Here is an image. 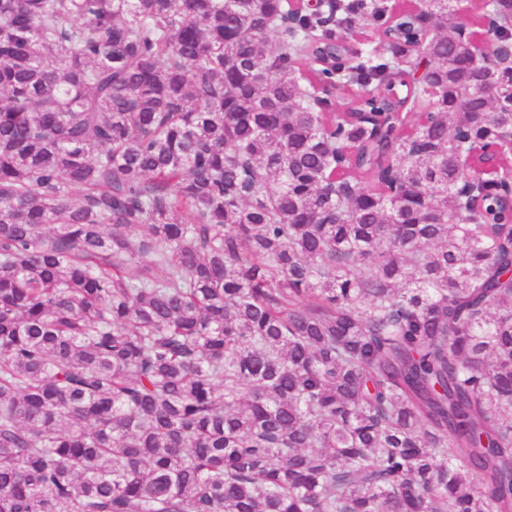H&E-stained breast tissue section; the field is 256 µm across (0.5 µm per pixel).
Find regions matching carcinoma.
Returning a JSON list of instances; mask_svg holds the SVG:
<instances>
[{"label": "carcinoma", "instance_id": "1", "mask_svg": "<svg viewBox=\"0 0 512 512\" xmlns=\"http://www.w3.org/2000/svg\"><path fill=\"white\" fill-rule=\"evenodd\" d=\"M418 9L0 0V512H512V73ZM494 152L497 156L496 162L483 165L480 168L479 176L486 181H498L506 177L512 181V139L496 146L482 148L481 145H475L473 156H479L485 152Z\"/></svg>", "mask_w": 512, "mask_h": 512}]
</instances>
